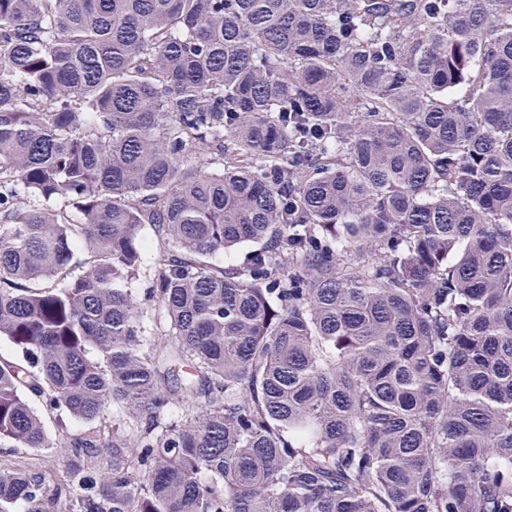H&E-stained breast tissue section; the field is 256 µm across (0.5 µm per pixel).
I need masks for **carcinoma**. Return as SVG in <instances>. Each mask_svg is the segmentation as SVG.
Here are the masks:
<instances>
[{"label":"carcinoma","instance_id":"obj_1","mask_svg":"<svg viewBox=\"0 0 512 512\" xmlns=\"http://www.w3.org/2000/svg\"><path fill=\"white\" fill-rule=\"evenodd\" d=\"M2 338L0 512H512V0H0ZM143 234L148 242V247L143 255L140 277L131 286L133 291H135L141 297V299L144 298V293L147 292V289L151 288V281L148 276V271L151 267L159 262L160 256L162 254V250H160L149 226L145 227ZM69 460L61 454L38 448H1L0 466L2 468L27 467L42 472L53 490L55 485L68 477Z\"/></svg>","mask_w":512,"mask_h":512}]
</instances>
